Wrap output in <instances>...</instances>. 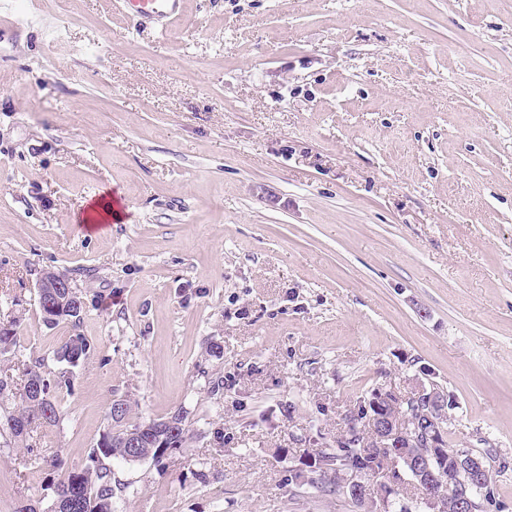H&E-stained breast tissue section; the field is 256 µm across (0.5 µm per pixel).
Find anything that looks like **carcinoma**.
I'll use <instances>...</instances> for the list:
<instances>
[{
	"instance_id": "carcinoma-1",
	"label": "carcinoma",
	"mask_w": 512,
	"mask_h": 512,
	"mask_svg": "<svg viewBox=\"0 0 512 512\" xmlns=\"http://www.w3.org/2000/svg\"><path fill=\"white\" fill-rule=\"evenodd\" d=\"M39 303L44 320L49 325L63 321L75 324L81 320L82 313L72 312L70 305L62 304L54 298H41ZM90 350L88 340L77 334L60 346L57 357L74 366ZM64 386L70 387L67 380L45 373L38 366L28 369L21 393L22 409L9 420L12 435L23 436L36 422L45 426L55 424L59 418L55 393ZM374 413L376 410L371 398L357 402L343 418L345 433L336 438V448L330 452L322 451L314 463L295 470L292 480L320 495H334L337 493L336 484L327 478L323 466L341 459L358 470H373L379 465L381 454L379 441L370 431L371 416ZM131 430L139 434L140 458L150 459L158 466L166 465L172 451L182 447L185 442L184 418L178 414L165 420L124 426L103 435L90 453L88 465L69 472L65 479L47 486L52 499L58 502L59 512H112L115 491L111 469L106 467L104 460L120 457L127 462L134 461L129 449L122 447L121 440Z\"/></svg>"
}]
</instances>
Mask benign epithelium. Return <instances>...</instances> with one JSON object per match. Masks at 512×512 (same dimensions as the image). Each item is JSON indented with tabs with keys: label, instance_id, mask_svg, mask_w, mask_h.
<instances>
[{
	"label": "benign epithelium",
	"instance_id": "7a95c632",
	"mask_svg": "<svg viewBox=\"0 0 512 512\" xmlns=\"http://www.w3.org/2000/svg\"><path fill=\"white\" fill-rule=\"evenodd\" d=\"M71 279L54 272H45L37 283L38 293L52 295L64 288H72ZM417 410H407L395 416H376L380 436L378 440L390 444L384 466L374 473L380 494L379 512H387L389 491L405 483L437 476L433 470L441 440L448 435L451 424L450 410L454 403L448 399L438 384L418 383L408 394ZM416 443L429 449L427 454H417L410 445ZM333 479L340 494L351 500L366 499L371 488L364 482L365 473L343 465L332 466ZM492 483V471L483 459L472 452L460 449L455 457V469L445 478L444 491L420 497L421 503L432 512H444L452 507L457 512H479L478 498L484 497Z\"/></svg>",
	"mask_w": 512,
	"mask_h": 512
}]
</instances>
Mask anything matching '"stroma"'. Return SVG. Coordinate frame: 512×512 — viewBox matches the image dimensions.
Wrapping results in <instances>:
<instances>
[{"label": "stroma", "mask_w": 512, "mask_h": 512, "mask_svg": "<svg viewBox=\"0 0 512 512\" xmlns=\"http://www.w3.org/2000/svg\"><path fill=\"white\" fill-rule=\"evenodd\" d=\"M117 193L124 221L82 227ZM68 276L79 324H45ZM0 374L69 380L15 438L0 392V512L111 427L182 415L166 467L108 459L116 512H368L302 496L372 390L453 401L512 512V0H0ZM91 352L56 358L70 336ZM181 0H122L124 11L131 18L162 22L175 15ZM38 293L42 294L46 292V294L55 295L57 292L62 291V288H74L73 292L74 298L79 297L80 295L76 291V287L72 283L71 279L65 278L64 276L54 273V272H45L42 274L37 283ZM76 299V298H75Z\"/></svg>", "instance_id": "1"}]
</instances>
